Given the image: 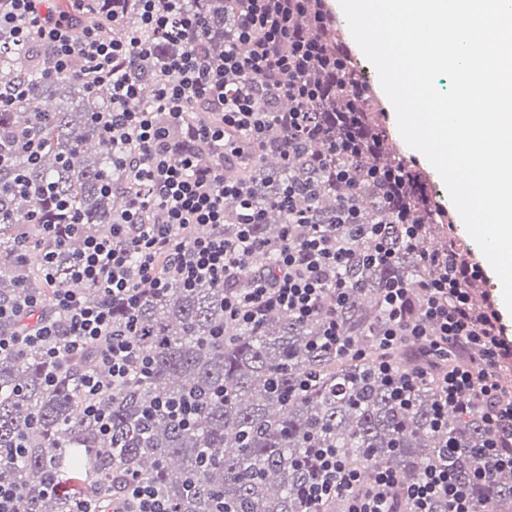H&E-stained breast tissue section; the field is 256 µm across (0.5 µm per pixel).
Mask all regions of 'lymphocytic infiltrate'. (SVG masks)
<instances>
[{
	"instance_id": "f902f5d3",
	"label": "lymphocytic infiltrate",
	"mask_w": 512,
	"mask_h": 512,
	"mask_svg": "<svg viewBox=\"0 0 512 512\" xmlns=\"http://www.w3.org/2000/svg\"><path fill=\"white\" fill-rule=\"evenodd\" d=\"M142 26L152 40L132 34L104 37L96 28L78 27L77 14L56 8L55 0H0V37L21 44L35 39L52 50L50 72H78L112 87V107L102 113L103 129L113 144L124 145L120 156L137 185V194L114 220L108 235L84 238L72 266L74 287L58 289L55 309L64 321L39 316L41 300L31 294L0 305V320L22 328L0 336V356L25 347H39L50 359L75 356L103 342L102 361L110 379L82 377L88 396L105 383L126 381L132 370L148 372L136 354L132 336L112 332V313L105 306L84 305L76 284L103 286L112 298L134 299L139 288H165L170 282L192 288L207 280L224 290V317L239 323L256 320L258 304L282 307L296 319L321 316L320 347L335 354H357L354 340L343 336L337 313L349 298L348 268L360 260L374 267L391 266L396 253L382 224L358 223L356 198L342 201L332 224H311L296 208L297 189L285 183L275 200L292 220L281 242L258 239L253 229L264 219L241 178L227 166L251 159L256 149L273 144L275 133L295 142L311 134L310 119L296 110L281 115L273 101L287 97L300 103L316 100L321 88L312 69L332 61L343 73L350 53L332 58L324 42L304 37L302 24L325 27L327 15L310 11L312 0H224L235 18L224 42V56L212 58L199 49L174 55L165 64L150 107L140 106L136 58L151 56L155 42L193 41L207 26L204 17L182 12L181 0H134ZM193 106L218 107L216 122L184 124ZM180 128L171 137V128ZM233 199L241 226L237 242L225 241L216 228L224 222V201ZM206 232L185 236V229ZM370 238L372 248L357 254L355 244ZM274 258L272 270L242 280L241 272L257 255ZM422 265L439 274L415 282L394 278L381 291L386 322L377 336L385 353L403 345H423L447 367L430 372L419 367L397 370L385 358L377 371L399 401H409L416 387L435 379L438 397L435 422L445 426L449 410L479 401L486 419L502 433L482 448L487 466L512 470V400L503 394L497 372L512 360V343L503 337L501 315L493 301L475 302L470 284L483 270L459 252L420 250ZM320 471L306 489L310 503L344 494L345 512H475L474 504L448 464L427 467L415 482L399 485L394 473L381 470L362 487L358 470L346 467L335 449H318ZM123 512H175L160 491L139 476L124 482Z\"/></svg>"
}]
</instances>
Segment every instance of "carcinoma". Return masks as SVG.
<instances>
[{"instance_id": "carcinoma-1", "label": "carcinoma", "mask_w": 512, "mask_h": 512, "mask_svg": "<svg viewBox=\"0 0 512 512\" xmlns=\"http://www.w3.org/2000/svg\"><path fill=\"white\" fill-rule=\"evenodd\" d=\"M184 6L208 22L199 38L204 49L224 56V37L233 28L224 0H185ZM81 23L107 36L140 28L130 0H98ZM195 46L159 42L152 56L138 61L142 86L151 88L165 75L169 57ZM50 59L51 50L42 44L0 41V90L20 82L28 88V99L0 110V139L23 130L45 145L32 159L22 145L11 143L9 162L0 169L1 303L24 292L48 303L54 289L74 287L70 267L80 239L67 235L69 225H80L84 237L99 236L135 192L129 173L112 161V143L99 122V114L111 108L109 83L72 72L48 77ZM312 78L324 89L305 107L316 132L295 147L288 167L267 164L268 156L281 157V149L272 147L234 173L265 211L264 222L254 228L260 239L280 240L291 221L287 211L272 205L285 179L311 188L300 201L314 224L334 223L337 201L355 193L362 223L388 225L396 262L387 268L352 264L347 277L353 288L338 312L342 333L367 356H341L315 346L321 317L297 320L271 304L261 305L252 324L226 322L224 290L208 282L191 289L175 281L167 288H142L132 305L110 301L103 289L83 284L82 302L109 305L112 329L131 333L150 371L97 396V406L111 421V428L102 430L85 413L88 397L79 376L106 374L100 365L105 341L59 367L38 347L0 357V484L19 488L17 512H71L78 499L95 495L110 506L132 473L160 489L178 512H341L339 498L312 507L306 499V487L319 471L316 448L336 449L345 465L360 471L378 464L402 484L446 460L459 479L472 482L477 512H512V470L474 479L478 448L495 433L480 407L449 412L448 426L439 428L433 423L435 383L418 386L401 405L374 368L376 334L385 320L378 295L386 281L433 275L401 239L398 213L424 225L421 248L449 238L452 229L414 181L390 197L361 180L370 166L397 167L404 159L386 147L375 98L367 92L353 97L361 80L358 67L342 86L321 67ZM353 108L359 112L355 127L341 122ZM346 134L357 135L360 150L350 159L354 179L340 182L330 152ZM43 224L57 225V240L42 236ZM218 231L228 242L237 240L233 205H227ZM22 242L40 254L56 251L53 281L21 256ZM391 359L403 370L417 364L408 348L397 349ZM50 372L52 385L46 382ZM188 393L197 404L185 420L154 410L159 401L174 403ZM52 475L61 486L57 493L45 490Z\"/></svg>"}]
</instances>
